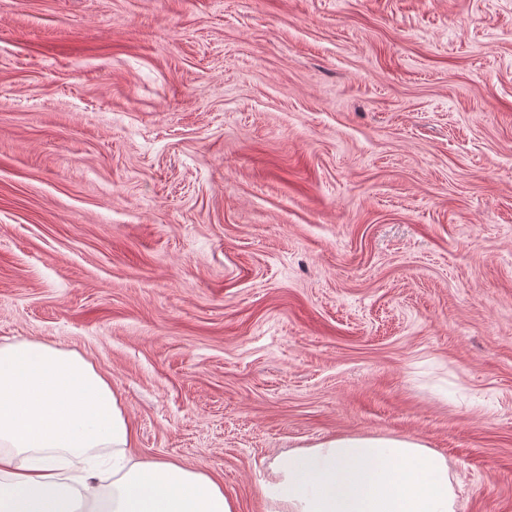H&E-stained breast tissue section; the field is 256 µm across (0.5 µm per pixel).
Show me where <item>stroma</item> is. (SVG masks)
I'll return each mask as SVG.
<instances>
[{
	"instance_id": "35a3bbf8",
	"label": "stroma",
	"mask_w": 512,
	"mask_h": 512,
	"mask_svg": "<svg viewBox=\"0 0 512 512\" xmlns=\"http://www.w3.org/2000/svg\"><path fill=\"white\" fill-rule=\"evenodd\" d=\"M138 459L345 435L512 512V0H0V344Z\"/></svg>"
}]
</instances>
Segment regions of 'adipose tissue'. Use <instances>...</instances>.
Wrapping results in <instances>:
<instances>
[{
	"mask_svg": "<svg viewBox=\"0 0 512 512\" xmlns=\"http://www.w3.org/2000/svg\"><path fill=\"white\" fill-rule=\"evenodd\" d=\"M131 441L115 393L80 355L0 345V512H237L207 468L138 460ZM75 460L78 474L65 476ZM257 490L269 512H456L447 459L413 438L291 450Z\"/></svg>",
	"mask_w": 512,
	"mask_h": 512,
	"instance_id": "adipose-tissue-1",
	"label": "adipose tissue"
}]
</instances>
